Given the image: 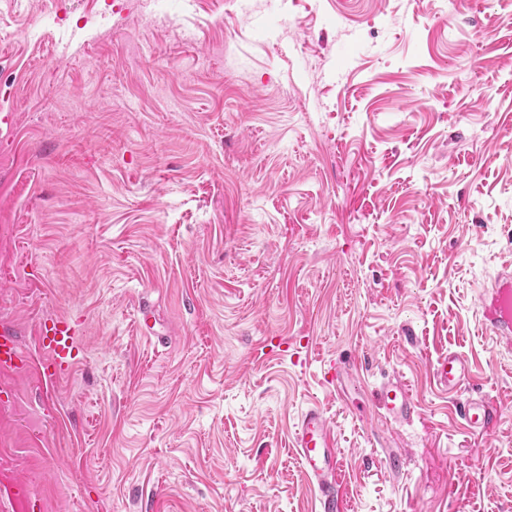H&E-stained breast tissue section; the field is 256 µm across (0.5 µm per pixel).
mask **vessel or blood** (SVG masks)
<instances>
[{"instance_id": "b4317fda", "label": "vessel or blood", "mask_w": 512, "mask_h": 512, "mask_svg": "<svg viewBox=\"0 0 512 512\" xmlns=\"http://www.w3.org/2000/svg\"><path fill=\"white\" fill-rule=\"evenodd\" d=\"M486 318L501 335L512 334V277L497 280L484 301ZM39 357L23 356L10 329L0 328V368L4 370L27 366L43 384H51L56 372L67 370L76 348V331L67 319L56 318L38 324L34 332ZM436 384L445 391L462 389L469 379L467 359L456 352L437 359L433 369ZM379 408L394 421L413 417L417 407L404 385L386 378L375 390ZM466 426L477 433H487L498 416V408L484 398L467 401L460 409ZM294 446L306 475L319 492L321 512H339L336 476L340 468L336 438L323 410L311 406L299 418L293 436Z\"/></svg>"}]
</instances>
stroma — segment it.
<instances>
[{"instance_id": "stroma-1", "label": "stroma", "mask_w": 512, "mask_h": 512, "mask_svg": "<svg viewBox=\"0 0 512 512\" xmlns=\"http://www.w3.org/2000/svg\"><path fill=\"white\" fill-rule=\"evenodd\" d=\"M509 274L512 0H0V323L79 347L0 370V512H320L312 405L339 512H512ZM486 318L491 327L508 340L512 332V277H503L494 284L484 300ZM34 335L38 351L43 352V357L40 356L39 359H34L32 355L24 357L13 337L14 334L2 324L0 368L9 370L25 365L32 370L39 381L49 386L56 372H63L71 365L76 348V331L66 318H56L39 323ZM436 384L444 391L457 392L469 379L467 359L456 352L439 357L433 369ZM379 408L386 418L404 421L413 417L417 407L404 385L393 378H386L375 390ZM460 415L466 426L475 433H487L498 416V408L485 398L471 399L460 409ZM306 475L319 492L321 512H338L336 476L340 468L336 438L323 410L310 406L301 413L293 436Z\"/></svg>"}]
</instances>
